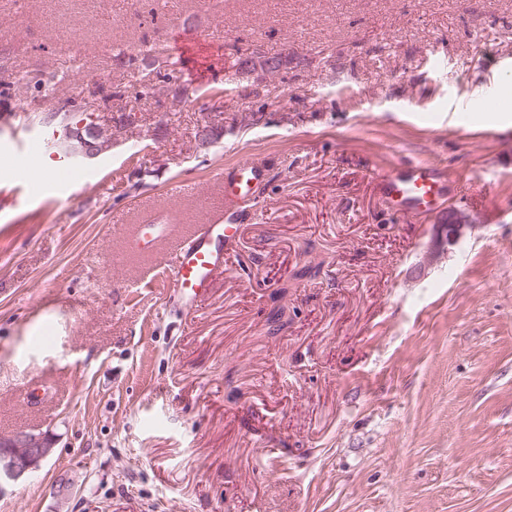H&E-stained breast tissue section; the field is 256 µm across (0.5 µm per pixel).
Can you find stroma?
Listing matches in <instances>:
<instances>
[{"label": "stroma", "mask_w": 512, "mask_h": 512, "mask_svg": "<svg viewBox=\"0 0 512 512\" xmlns=\"http://www.w3.org/2000/svg\"><path fill=\"white\" fill-rule=\"evenodd\" d=\"M145 42L185 61L140 96ZM479 91L512 104V0H0V437L54 441L0 512H512V111ZM65 102L136 120L44 180L20 145ZM245 159L198 302L112 265ZM411 159L474 174L458 242L379 196Z\"/></svg>", "instance_id": "1"}]
</instances>
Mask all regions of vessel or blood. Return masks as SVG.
Returning a JSON list of instances; mask_svg holds the SVG:
<instances>
[{
  "mask_svg": "<svg viewBox=\"0 0 512 512\" xmlns=\"http://www.w3.org/2000/svg\"><path fill=\"white\" fill-rule=\"evenodd\" d=\"M261 164L244 160L224 173V219L221 224H209L205 231H191L178 238L168 251L154 253L163 274L186 302H193L201 294L214 271L222 267L219 251L211 246L215 231L232 236L237 229L236 215L241 191L252 190L263 181ZM461 178L449 174L446 168L422 161H409L382 168L376 185L380 195L393 202L403 215L420 216L431 211L438 197L455 201V189ZM176 230L172 224H138L134 227L128 252L114 255V264H123L128 253L154 252L155 244ZM175 236V235H174Z\"/></svg>",
  "mask_w": 512,
  "mask_h": 512,
  "instance_id": "b4317fda",
  "label": "vessel or blood"
}]
</instances>
